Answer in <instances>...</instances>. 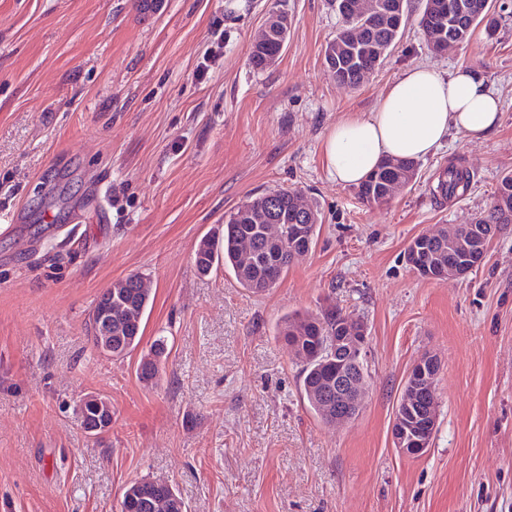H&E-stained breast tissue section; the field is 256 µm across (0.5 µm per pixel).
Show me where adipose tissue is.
Returning <instances> with one entry per match:
<instances>
[{
  "instance_id": "1",
  "label": "adipose tissue",
  "mask_w": 512,
  "mask_h": 512,
  "mask_svg": "<svg viewBox=\"0 0 512 512\" xmlns=\"http://www.w3.org/2000/svg\"><path fill=\"white\" fill-rule=\"evenodd\" d=\"M499 118V98L479 71L410 67L371 112L332 126L324 162L337 183L356 186L387 160L432 155L453 130L482 137Z\"/></svg>"
}]
</instances>
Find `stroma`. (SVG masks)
Segmentation results:
<instances>
[{"label": "stroma", "instance_id": "1", "mask_svg": "<svg viewBox=\"0 0 512 512\" xmlns=\"http://www.w3.org/2000/svg\"><path fill=\"white\" fill-rule=\"evenodd\" d=\"M498 26L432 52L410 0L402 35L358 87L324 57L342 22L330 0H0V512H117L125 488L171 483L188 512H512V226L462 278L404 260L438 224H469L512 172V0ZM287 14L275 66L250 63L270 11ZM478 69L502 121L451 133L379 206L336 183L328 129L372 111L404 69ZM468 189L442 197L450 163ZM288 187L317 207L315 244L276 287L199 273L198 242L224 215ZM153 303L140 345L101 355L100 294L131 274ZM336 305L367 326L368 396L320 420L277 334L289 314ZM155 386L136 369L156 339ZM440 363L438 426L418 457L395 448L407 373ZM107 398L112 426L84 432L77 405Z\"/></svg>", "mask_w": 512, "mask_h": 512}]
</instances>
